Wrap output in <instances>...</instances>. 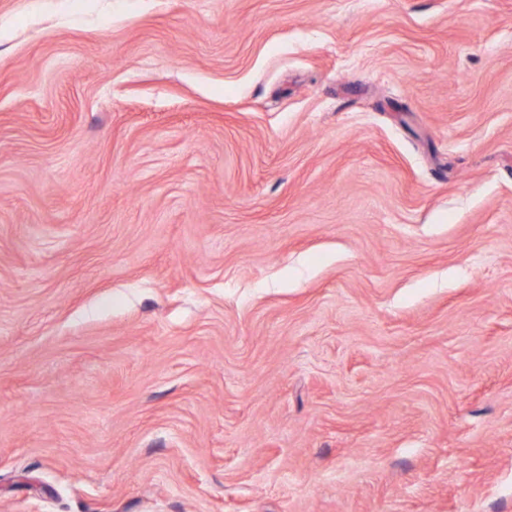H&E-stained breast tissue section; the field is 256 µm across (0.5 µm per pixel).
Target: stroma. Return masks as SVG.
Listing matches in <instances>:
<instances>
[{
    "instance_id": "stroma-1",
    "label": "stroma",
    "mask_w": 512,
    "mask_h": 512,
    "mask_svg": "<svg viewBox=\"0 0 512 512\" xmlns=\"http://www.w3.org/2000/svg\"><path fill=\"white\" fill-rule=\"evenodd\" d=\"M0 512H512V0H0Z\"/></svg>"
}]
</instances>
